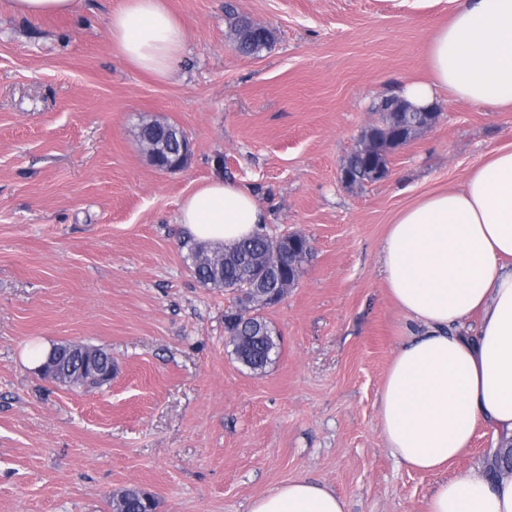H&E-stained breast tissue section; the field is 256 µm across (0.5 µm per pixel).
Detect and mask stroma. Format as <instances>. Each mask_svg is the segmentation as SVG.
I'll list each match as a JSON object with an SVG mask.
<instances>
[{
	"label": "stroma",
	"instance_id": "1",
	"mask_svg": "<svg viewBox=\"0 0 512 512\" xmlns=\"http://www.w3.org/2000/svg\"><path fill=\"white\" fill-rule=\"evenodd\" d=\"M228 1L273 31L269 49H233ZM117 2L0 17V512H112L129 487L156 512H248L299 476L348 512H426L437 483L483 466L492 434L440 473L386 447L377 397L404 318L380 245L401 210L512 145V110L440 97L385 180L339 172L376 105L425 75L455 0H169L188 36L164 80L113 47ZM154 119L188 137L183 169L150 162L137 132ZM217 175L256 194L265 234L312 247L263 311L281 347L261 374L230 356L233 296L195 280L183 245L180 206ZM41 341L105 349L111 383L42 379L27 355Z\"/></svg>",
	"mask_w": 512,
	"mask_h": 512
}]
</instances>
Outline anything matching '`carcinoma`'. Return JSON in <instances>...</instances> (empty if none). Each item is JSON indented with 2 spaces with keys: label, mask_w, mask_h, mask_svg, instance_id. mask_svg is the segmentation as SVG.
<instances>
[{
  "label": "carcinoma",
  "mask_w": 512,
  "mask_h": 512,
  "mask_svg": "<svg viewBox=\"0 0 512 512\" xmlns=\"http://www.w3.org/2000/svg\"><path fill=\"white\" fill-rule=\"evenodd\" d=\"M273 34L266 29L239 41L237 51L257 55L269 48ZM396 96L384 98L378 110L383 112L377 124L365 128L360 140L370 139L378 151L370 159L352 151L343 169L349 176L348 186L375 183L377 172L390 164L393 142L399 133L412 138L424 124H433L439 113L425 117L422 112H394ZM172 128L170 124L147 123L140 127L141 140H155ZM311 254L309 240L297 235L280 238L258 233L230 247L213 251L192 244L188 259L196 281L213 288H228L237 293L233 308L224 313V329L231 336L232 354L253 373H262L278 353L280 336L275 334L262 314L271 305L269 277L277 270L296 274ZM41 376L64 386L90 389L102 388L112 381V356L104 349L77 343H61L43 357ZM154 498L143 490L127 488L112 497V512H155Z\"/></svg>",
  "instance_id": "cac0c4a2"
}]
</instances>
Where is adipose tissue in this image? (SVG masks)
Returning <instances> with one entry per match:
<instances>
[{"mask_svg":"<svg viewBox=\"0 0 512 512\" xmlns=\"http://www.w3.org/2000/svg\"><path fill=\"white\" fill-rule=\"evenodd\" d=\"M83 0H0V13L70 16ZM113 45L159 79L181 64L185 22L168 0H119L107 19ZM429 77L403 96L425 107L441 92L492 111L512 109V0H458L426 51ZM268 215L234 182L209 180L188 195L179 222L196 241L232 244ZM384 280L405 324L379 391L381 434L406 467L447 469L486 426L512 449V146L499 147L458 188L402 210L381 244ZM427 512H512V473L440 482ZM249 512H347L327 485L299 477L255 498Z\"/></svg>","mask_w":512,"mask_h":512,"instance_id":"obj_1","label":"adipose tissue"}]
</instances>
